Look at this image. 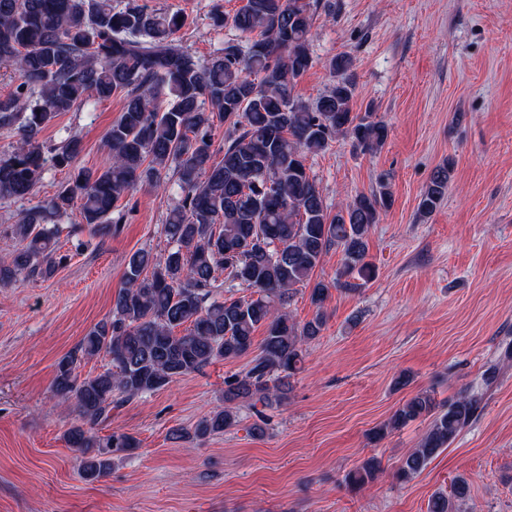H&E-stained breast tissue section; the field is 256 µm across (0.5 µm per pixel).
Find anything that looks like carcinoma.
I'll return each mask as SVG.
<instances>
[{"mask_svg": "<svg viewBox=\"0 0 512 512\" xmlns=\"http://www.w3.org/2000/svg\"><path fill=\"white\" fill-rule=\"evenodd\" d=\"M243 40L202 62L183 48L179 10H151L127 0H0V66L18 75L0 94V127H17L19 141L0 157V200L32 193L47 167L70 168V182L47 207L26 211L15 227L19 248L0 259V286L22 272L49 278L64 257L55 248L48 215L77 210L80 223L108 235L122 222L117 203L142 187L163 185L173 169L180 189L164 225L168 250L132 253L125 286L112 316L95 324L56 364L52 392L74 404L76 423L65 434L82 459V476L99 481L114 461L136 447L116 430L100 436L112 405L164 389L218 360L247 355L260 327L265 336L243 375L225 380L224 407L200 418L193 431L174 429L170 439L221 435L240 423L238 406L256 409L285 398L301 366L303 345L326 324L323 304L332 283L311 276L333 248L342 254L341 277L365 283L375 277L367 261L368 233L391 203L387 174L377 189L359 194L332 215L305 166L338 136L363 152L385 143L386 125L367 108H353V57L329 61L339 79L312 104L291 95L293 83L313 64L310 0H246L232 16ZM124 94V106L106 134L112 162L92 171L75 166L79 136L46 154L35 138L55 117L90 100ZM224 123V154L213 160L216 123ZM450 168L436 167L417 205L431 216L448 193ZM253 290V296L220 301L217 273ZM311 286L315 316L302 325L287 310L294 288ZM111 368L80 376L97 357ZM484 392L472 386L439 405L418 390L394 412L396 430L431 419L420 445L395 476L407 482L446 450L481 409ZM370 457L345 475L357 487L376 478ZM469 492L457 480L438 493L429 512H458Z\"/></svg>", "mask_w": 512, "mask_h": 512, "instance_id": "carcinoma-1", "label": "carcinoma"}]
</instances>
